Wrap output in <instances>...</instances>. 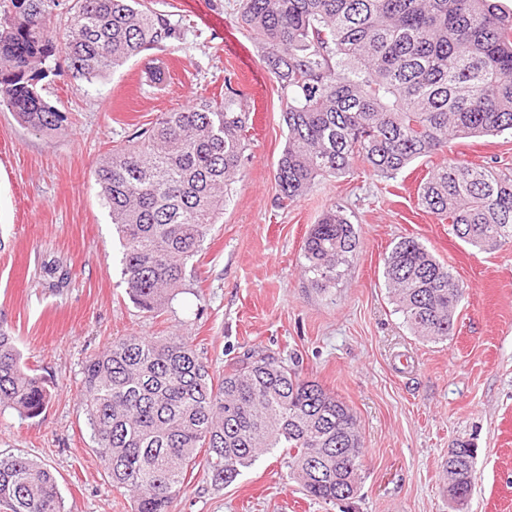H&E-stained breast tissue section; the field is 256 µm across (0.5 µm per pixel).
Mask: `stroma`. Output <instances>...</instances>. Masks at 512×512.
Here are the masks:
<instances>
[{"label":"stroma","mask_w":512,"mask_h":512,"mask_svg":"<svg viewBox=\"0 0 512 512\" xmlns=\"http://www.w3.org/2000/svg\"><path fill=\"white\" fill-rule=\"evenodd\" d=\"M234 5L151 0L180 32L153 53L168 74L162 89L142 84V56L90 83L61 61L37 80L67 117L60 130L33 131L0 107V323L53 393L37 418L0 413V456L50 469L65 512H131L92 449L80 404L83 367L123 336H182L216 373L252 349L298 354L303 377L356 415L365 479L353 499H311L274 448L228 486L195 469L171 512H512V244L472 247L418 198L428 171L449 160L512 167V135L452 140L447 152L394 179L360 164L280 204L281 91L237 26ZM228 82L255 109L243 177L174 299L144 312L127 294L124 247L96 166L160 113L219 97ZM334 205L354 224L359 248L342 281L323 293L303 275L302 247ZM404 237L421 242L466 289L446 341L417 339L388 298L384 260ZM46 265L67 270L68 280L52 285ZM460 441L476 450L474 489L461 507L448 497L444 471Z\"/></svg>","instance_id":"stroma-1"}]
</instances>
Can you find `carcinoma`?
<instances>
[{"instance_id":"cac0c4a2","label":"carcinoma","mask_w":512,"mask_h":512,"mask_svg":"<svg viewBox=\"0 0 512 512\" xmlns=\"http://www.w3.org/2000/svg\"><path fill=\"white\" fill-rule=\"evenodd\" d=\"M51 0H0V106L37 132L67 116L36 91L37 66L62 56L92 80L179 38L141 0H74L64 27ZM237 19L278 83L287 139L276 170L279 201L361 161L394 179L458 137L512 132V13L498 0H237ZM251 111L232 84L224 100L163 112L95 171L124 243L127 293L155 312L173 299L191 260L239 181ZM422 204L483 251L512 243V169L446 163L428 173ZM359 240L332 207L304 242V272L323 292L343 278ZM383 276L396 311L426 342L453 335L466 288L413 237L401 238ZM51 394L0 324V409L33 419ZM82 407L94 452L132 512H169L188 471L228 485L271 448L289 478L325 503L354 497L363 469L351 408L302 377L299 360L249 352L216 376L182 336H127L86 361ZM475 449L448 451V496L464 502ZM0 507L63 512L55 476L32 460L0 457Z\"/></svg>"}]
</instances>
